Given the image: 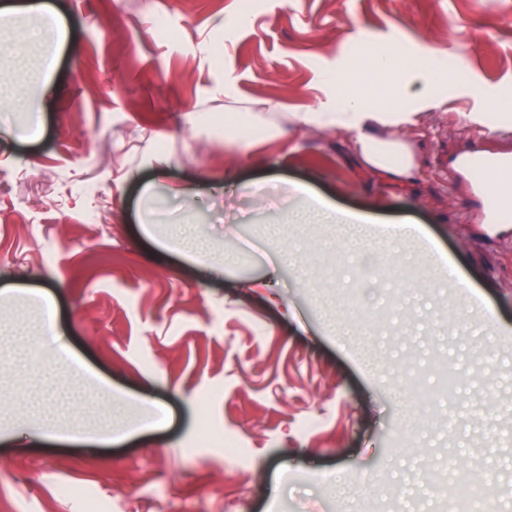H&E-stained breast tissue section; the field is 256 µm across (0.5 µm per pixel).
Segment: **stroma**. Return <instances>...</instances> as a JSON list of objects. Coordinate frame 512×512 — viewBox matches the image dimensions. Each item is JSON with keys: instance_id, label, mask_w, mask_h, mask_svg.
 Segmentation results:
<instances>
[{"instance_id": "stroma-1", "label": "stroma", "mask_w": 512, "mask_h": 512, "mask_svg": "<svg viewBox=\"0 0 512 512\" xmlns=\"http://www.w3.org/2000/svg\"><path fill=\"white\" fill-rule=\"evenodd\" d=\"M70 38L46 84L14 43L38 13L0 16V287L50 291L68 354L44 368L23 349L38 305L0 309V512H458L464 481L486 482L487 512H512V232L481 221L450 161L512 151V0H44ZM385 43L447 48L465 78L439 93L421 132L417 182L394 185L351 162L349 135L301 132L228 164L212 129L224 96L310 112L320 76ZM232 85H225V77ZM50 104L34 114L30 99ZM40 127L32 136V127ZM165 181L203 191L194 216L143 194ZM382 221L410 218L464 282L433 288L406 327L367 255L322 224H289L292 183ZM264 185L253 197L254 184ZM209 241L175 249L188 219ZM157 225L171 249L141 225ZM287 258L278 303L250 280ZM458 325L435 327L436 304ZM460 384L404 403L398 375L437 388L430 359ZM164 404L165 428L94 442L104 411L132 426ZM34 413L87 443L43 439Z\"/></svg>"}]
</instances>
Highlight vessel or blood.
<instances>
[{
	"instance_id": "1",
	"label": "vessel or blood",
	"mask_w": 512,
	"mask_h": 512,
	"mask_svg": "<svg viewBox=\"0 0 512 512\" xmlns=\"http://www.w3.org/2000/svg\"><path fill=\"white\" fill-rule=\"evenodd\" d=\"M452 166L470 177L475 193L480 196L487 223L512 220V197L489 193L486 182L490 175L500 180L512 177V157L462 154L454 158Z\"/></svg>"
}]
</instances>
